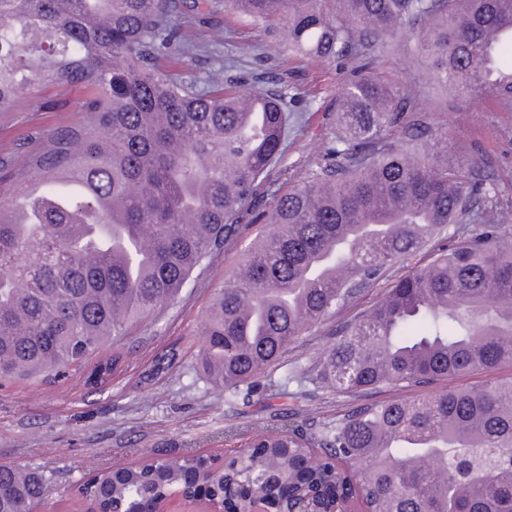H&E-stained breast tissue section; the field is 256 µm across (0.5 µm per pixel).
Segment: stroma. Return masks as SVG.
<instances>
[{
    "label": "stroma",
    "instance_id": "stroma-1",
    "mask_svg": "<svg viewBox=\"0 0 512 512\" xmlns=\"http://www.w3.org/2000/svg\"><path fill=\"white\" fill-rule=\"evenodd\" d=\"M235 20L224 0H212L207 22L196 33L206 39L214 26H224L222 57L239 58L246 40L265 48L289 82L322 89L314 116L288 148L289 164L302 168L323 151L335 130L336 90L347 69L304 61L261 27L231 30ZM381 42L388 47L379 58L381 71L408 95L413 110L427 123L447 128L449 159L468 161L486 150L488 172L506 185L511 199L512 109L448 92L427 74L414 39L386 35ZM83 101L81 90L43 83L19 92L12 106L0 111V158L17 167L24 164L43 131L79 119ZM259 230V225H248L236 243L193 273L174 303L109 342L103 356L120 352L123 363L104 384H88L93 367L89 360L68 366L58 378L0 384V463L32 469L46 478L48 512H77V484L97 471L139 462L146 453L222 458L246 448L255 429L289 426L315 433L353 408L396 398L391 388L336 392L319 382L323 353L335 343L342 325L381 297L378 288L366 289L334 317L298 336L248 394L225 395L191 352L166 374L149 376L156 354L188 345L191 334L199 331L221 285L237 271L243 251Z\"/></svg>",
    "mask_w": 512,
    "mask_h": 512
}]
</instances>
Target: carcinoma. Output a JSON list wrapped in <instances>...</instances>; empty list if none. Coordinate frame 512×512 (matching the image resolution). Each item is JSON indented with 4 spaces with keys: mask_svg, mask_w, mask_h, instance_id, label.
Instances as JSON below:
<instances>
[{
    "mask_svg": "<svg viewBox=\"0 0 512 512\" xmlns=\"http://www.w3.org/2000/svg\"><path fill=\"white\" fill-rule=\"evenodd\" d=\"M225 6L307 60L354 61L324 151L268 196L262 182L285 165L311 100L262 53L233 80L222 61L200 81L183 76L180 64L217 57L224 42L221 28L204 43L187 34L206 0H0V109L34 83L87 93L81 120L41 133L25 166L0 158V381L58 375L126 335L245 222L270 230L224 281L197 352L224 392L257 383L292 341L359 297L362 281L385 289L321 359L329 386L410 392L512 364V246L501 238L512 206L479 161L421 153L447 129L411 111L375 68L379 37L409 35L446 88L512 107V0ZM32 181L42 191L18 220L13 198ZM447 234L452 243L435 246ZM181 354H157L149 375ZM120 363L118 353L99 360L88 381ZM251 447L227 497L204 456L104 469L77 493L100 512L147 509L180 488L235 508L258 496L283 512L299 493H349L335 458L356 474L368 512H512V380L357 407L316 439L266 430ZM45 495L41 474L0 464V512H29Z\"/></svg>",
    "mask_w": 512,
    "mask_h": 512,
    "instance_id": "1",
    "label": "carcinoma"
}]
</instances>
